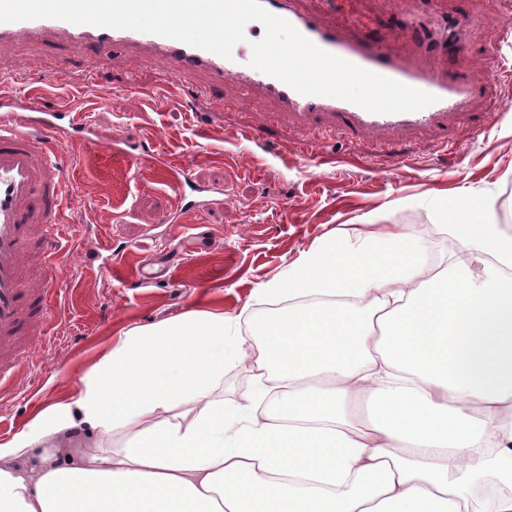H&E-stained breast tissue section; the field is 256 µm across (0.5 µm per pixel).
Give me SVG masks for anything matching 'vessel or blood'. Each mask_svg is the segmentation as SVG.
I'll list each match as a JSON object with an SVG mask.
<instances>
[{
    "label": "vessel or blood",
    "instance_id": "1",
    "mask_svg": "<svg viewBox=\"0 0 512 512\" xmlns=\"http://www.w3.org/2000/svg\"><path fill=\"white\" fill-rule=\"evenodd\" d=\"M267 12L283 18L320 48L357 66L436 95V103L415 112L372 113L351 102L298 93L281 80L250 66V52L225 59L210 51L157 34L131 29L76 25L58 19L0 23V50L24 42L39 46L58 37L78 46L112 49L139 61H167L162 86L181 87L199 79L236 81L246 94L271 102L282 127L308 129L324 120L351 134L376 132L387 138L427 128L444 129L449 116L470 111L485 95L467 75L448 73L439 60L449 44L461 43L470 26L468 11L445 12L442 0H396L403 26L414 33L411 53L387 43L355 37L352 29L327 25L302 0H259ZM56 113L40 112L33 99L0 98V382L7 366L30 354L24 337L43 332L44 310L52 292L49 276H35L24 251L35 247L42 259L56 255L57 216L65 179L40 133L54 128Z\"/></svg>",
    "mask_w": 512,
    "mask_h": 512
}]
</instances>
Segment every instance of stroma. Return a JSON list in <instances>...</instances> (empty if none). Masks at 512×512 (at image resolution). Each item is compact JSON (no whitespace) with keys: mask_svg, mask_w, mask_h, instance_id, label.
Returning a JSON list of instances; mask_svg holds the SVG:
<instances>
[{"mask_svg":"<svg viewBox=\"0 0 512 512\" xmlns=\"http://www.w3.org/2000/svg\"><path fill=\"white\" fill-rule=\"evenodd\" d=\"M476 21L446 63L487 95L445 130L405 133L392 140L356 137L327 126L313 132L269 128L239 140L238 130L261 123L270 102L242 95L231 80L216 88L230 107L219 126L205 125L195 85L165 92L163 60L147 65L112 63L91 49L50 41L44 51L25 44L0 54V68L18 76L0 84L5 95L36 92L46 110L83 113L92 138L112 136L123 153L62 145L54 150L69 195L59 216L57 254L46 335L36 354L0 387V442L27 428L36 413L66 400L82 377L130 329L210 310L237 319L251 337L252 322L275 309L260 299L258 284L282 275L301 252L336 234L406 228L425 240L431 262L457 260L455 245L438 238L449 223L445 210L466 191L494 197L502 222L512 224V47L496 41L512 27V12L468 0ZM331 24L360 20V33L405 49L409 38L389 0H305ZM69 57L76 74L57 80L54 57ZM92 69L85 82L83 69ZM165 152L182 161L193 186L203 187L206 207L176 214L157 164L128 169V154ZM379 214L369 224L371 214ZM199 225L198 240L184 227ZM248 319H241V312Z\"/></svg>","mask_w":512,"mask_h":512,"instance_id":"stroma-1","label":"stroma"}]
</instances>
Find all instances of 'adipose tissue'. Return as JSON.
<instances>
[{
	"label": "adipose tissue",
	"instance_id": "obj_1",
	"mask_svg": "<svg viewBox=\"0 0 512 512\" xmlns=\"http://www.w3.org/2000/svg\"><path fill=\"white\" fill-rule=\"evenodd\" d=\"M442 232L468 259L426 279L415 234L321 240L251 339L209 311L129 331L0 444V512H512V231L470 194ZM244 361L254 394L217 400Z\"/></svg>",
	"mask_w": 512,
	"mask_h": 512
}]
</instances>
